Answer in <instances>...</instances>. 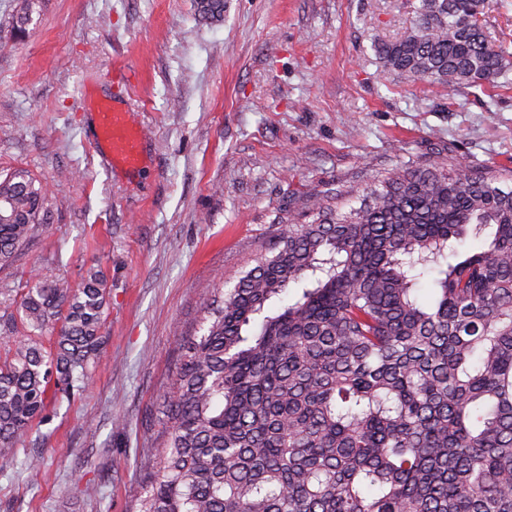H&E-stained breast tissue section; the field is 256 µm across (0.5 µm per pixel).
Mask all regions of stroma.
Returning a JSON list of instances; mask_svg holds the SVG:
<instances>
[{"instance_id":"1","label":"stroma","mask_w":512,"mask_h":512,"mask_svg":"<svg viewBox=\"0 0 512 512\" xmlns=\"http://www.w3.org/2000/svg\"><path fill=\"white\" fill-rule=\"evenodd\" d=\"M21 7L0 0V174L28 170L53 218L0 293L97 265L111 294L90 386L0 462V512H136L200 296L253 267L301 196L399 162L512 167V83L383 73L372 39L408 26V0H224L214 22L194 0H42L20 38ZM109 104L135 110L143 172L97 145Z\"/></svg>"}]
</instances>
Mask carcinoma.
<instances>
[{"mask_svg": "<svg viewBox=\"0 0 512 512\" xmlns=\"http://www.w3.org/2000/svg\"><path fill=\"white\" fill-rule=\"evenodd\" d=\"M16 18L33 24L34 0ZM220 19L224 0H194ZM373 50L453 91L512 70L489 0H417ZM278 245L200 307L181 347L139 512H512V170L454 158L307 195ZM52 219L46 187L0 176V268ZM480 248L461 253L467 236ZM434 298L423 302L421 272ZM109 289L31 276L0 315V460L50 399L93 378Z\"/></svg>", "mask_w": 512, "mask_h": 512, "instance_id": "1", "label": "carcinoma"}]
</instances>
